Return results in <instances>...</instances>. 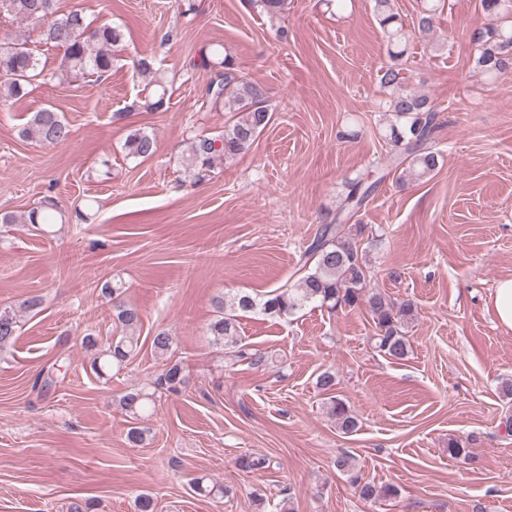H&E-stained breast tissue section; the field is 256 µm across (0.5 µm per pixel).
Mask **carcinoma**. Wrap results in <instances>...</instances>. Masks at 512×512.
<instances>
[{"label":"carcinoma","mask_w":512,"mask_h":512,"mask_svg":"<svg viewBox=\"0 0 512 512\" xmlns=\"http://www.w3.org/2000/svg\"><path fill=\"white\" fill-rule=\"evenodd\" d=\"M252 5L270 18L276 19L285 11L286 0H250ZM421 10L416 28L422 35L433 31L442 12L443 0H420ZM490 23L473 34L475 68L489 79L512 73V0H480ZM373 12L387 42L389 62L380 68V87L388 95L386 101L390 119L384 139L392 150V163L400 170L399 179L420 181L430 177L439 167L441 154L433 149L431 138L437 111L427 96L408 89L401 60L406 53L410 33L393 0H373ZM9 16L36 32L39 43L57 49L61 54L58 78L104 74L112 69V49L123 44L124 32L111 25L93 27L79 10L62 13L58 0H0V16ZM39 59L30 47L29 37L6 36L0 39V89L7 97L20 99L30 93L34 80L41 76ZM195 66L209 69L214 77L205 88L207 101L223 105L232 113L224 130L217 135L199 133L191 138L181 165L197 184L211 179L217 165L234 160L252 148L257 137L270 125L272 112L267 105L266 88L247 78L235 61L224 55V46L214 43L200 54ZM25 140L57 145L67 142L71 128L57 110L43 107L32 114L20 131ZM124 149L126 156L145 160L157 149L154 133L142 128L128 134ZM360 178L345 181V192L336 214L320 225L318 233L303 257L313 262L298 283L288 289L275 290L259 299L247 293L220 296L215 301L218 316L209 324L214 342L255 368H266L272 358L258 349H246L237 338L238 317L261 313L270 317H288L308 304L354 309L363 306L375 325L372 336L374 348L393 360L408 356L410 342L404 332L405 323L415 314L414 303L407 299L391 301L386 294L368 287L366 260L361 247L362 230L353 229L343 221L359 211L374 190ZM58 203L48 197L28 213L16 216L0 214L1 224H29L34 228L52 226L57 221ZM102 294L112 302L114 323L118 334L106 339L87 334L81 345L91 352L89 368L97 378L108 381L112 371L126 367L133 358L140 339L142 316L139 309L119 299L118 289L105 283ZM34 298L23 301L20 309L0 308V351L12 344L19 331L20 313L37 307ZM174 336L160 329L152 336L151 346L163 368L145 386L132 389L119 397L118 404L130 419L144 417L158 398L178 394L187 385L182 362L172 358ZM316 387L327 395L328 415L343 434L358 430L357 418L345 401L335 395L336 373L323 370ZM237 465L244 471L255 472L271 468V460L263 455H246ZM334 466L349 476L352 485L364 500L395 498L398 489L393 485L377 486L364 480L357 472L352 457H336ZM193 493L211 497L227 495L230 489L201 476L192 480Z\"/></svg>","instance_id":"1"}]
</instances>
